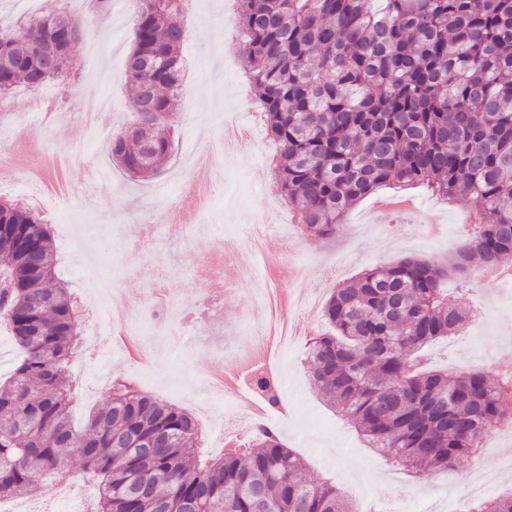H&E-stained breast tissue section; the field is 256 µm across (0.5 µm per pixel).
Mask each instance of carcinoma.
Masks as SVG:
<instances>
[{"mask_svg":"<svg viewBox=\"0 0 512 512\" xmlns=\"http://www.w3.org/2000/svg\"><path fill=\"white\" fill-rule=\"evenodd\" d=\"M183 0H137L126 80L137 119L112 140L127 171L158 172L165 132L185 92ZM239 51L279 144V187L303 231L336 235L345 213L391 182L481 202L478 230L445 264L405 258L333 291L330 330L310 341L307 369L372 448L424 478L465 460L512 415V384L491 372L427 371L423 349L462 329L467 313L441 296L448 274L512 256V0H237ZM63 7L0 24V93L70 73L46 71L35 44ZM48 226L0 203V313L20 349L0 382V501L69 471L73 448L94 483L93 512H352L336 484L313 482L274 429L245 448L199 455V422L122 379L82 427L71 419V296L55 276ZM255 392L279 405L268 377ZM470 512H512V490Z\"/></svg>","mask_w":512,"mask_h":512,"instance_id":"obj_1","label":"carcinoma"}]
</instances>
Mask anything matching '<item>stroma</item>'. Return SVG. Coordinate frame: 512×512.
<instances>
[{
  "label": "stroma",
  "mask_w": 512,
  "mask_h": 512,
  "mask_svg": "<svg viewBox=\"0 0 512 512\" xmlns=\"http://www.w3.org/2000/svg\"><path fill=\"white\" fill-rule=\"evenodd\" d=\"M86 25L74 44L76 70L69 80L50 89L67 111L65 120L30 118L32 92L18 88L8 111L0 112V154L11 155L15 170L34 161L37 174L51 182L64 173L71 193L64 202L41 193L40 205L64 261L60 275L73 294L84 343L71 356L72 410L82 420L102 406L109 382L121 377L145 380L146 390L193 412L202 426L200 447L206 458L223 456L224 434L240 431L238 416L250 404L246 391H228L211 398L200 376L229 369L244 340L264 333L260 320H248L243 298L267 287V280L241 279L237 267L258 263L261 256L281 260L276 285L301 301L300 320L324 326L323 310L334 288L356 280L368 267L387 266L407 256L446 261L459 226L479 205L473 198L448 204L425 188L409 190L417 208L436 213L443 225L438 241L404 227L398 238L384 235L388 217L376 206V195L359 200L345 215L331 239L302 233L282 201L278 186L279 149L262 120L261 106L242 74L235 52L236 32L224 25L235 0H200L193 16L177 15L186 31L182 48L188 92L168 118L173 153L163 171L143 177L123 170L109 152L113 138L131 122L133 90L122 72L133 48V0H112L109 15L98 18L83 0H71ZM108 98L112 110L91 130L79 117L81 105ZM208 153L219 173L201 182L193 161ZM271 227L256 237L255 222ZM153 224L151 246H143L138 226ZM197 224L212 225L208 234ZM101 268L123 300L138 306L154 288L165 286L188 313L168 326L173 344H163L153 372L141 374L117 349L106 347L103 319L89 288L88 272ZM222 277L223 294L213 296L203 268ZM484 326L467 324L456 336L429 350L432 364L464 372L477 366L472 338L494 344L499 357L512 358V343L500 341L503 325L512 322V295L489 305ZM306 349L297 340L276 359L284 371L283 390L290 412L275 424L283 443L304 460L309 479L336 482L354 501L357 512H375L378 493L387 490L407 504L409 512H458L469 487L471 463L440 471L425 480L391 467L365 447L359 433L316 391L309 374L298 371ZM93 495L82 477H75L67 495L54 483L41 481L24 512H69L73 503Z\"/></svg>",
  "instance_id": "stroma-1"
}]
</instances>
